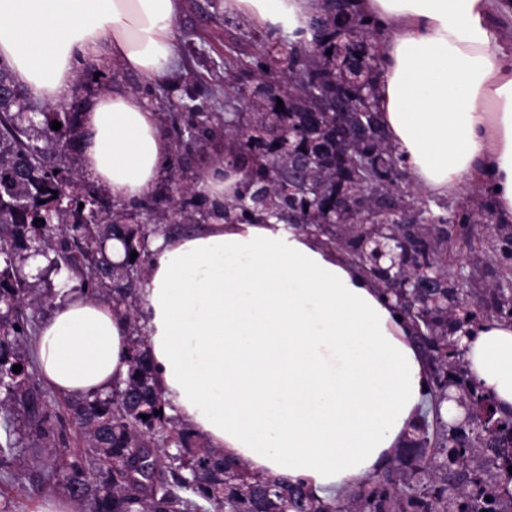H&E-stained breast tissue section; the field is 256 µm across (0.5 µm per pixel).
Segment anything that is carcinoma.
<instances>
[{"label": "carcinoma", "instance_id": "cac0c4a2", "mask_svg": "<svg viewBox=\"0 0 512 512\" xmlns=\"http://www.w3.org/2000/svg\"><path fill=\"white\" fill-rule=\"evenodd\" d=\"M318 38L306 48L300 40L288 41L283 60L270 54L267 46L257 44L254 66L240 59L224 62L229 74L224 91V110L234 111L240 103L256 118V125L269 133L278 131L283 117L292 118L307 136L319 141L317 163L309 173L311 192L292 188L291 158L276 151L256 153L243 133L224 126V156L217 159L245 168L243 191L224 201L220 217L226 222H251L263 215L293 219L301 215L309 229L316 232L323 223L325 208L344 183L371 185L376 192L389 193V185L398 174L400 156L385 140L378 121L373 127L353 135L359 127V114L378 112L380 64L375 49L366 44L378 31L376 22L360 12L353 0H325V9L313 22ZM332 54H327V51ZM284 63L279 77L288 87V103L277 107V99L254 91L241 79L248 73L257 81L274 77L276 62ZM0 418L4 438L0 440V478L12 481L16 472L34 470L37 481L59 485L76 501L79 512H346L310 496L300 480L267 482L253 476L244 464L226 459L216 451L201 446L198 435L179 427L165 412V405L155 384L147 355L146 339L131 336L130 371L123 386L110 393L74 397L67 401L69 422L74 424L85 448L75 454L61 452L66 444L67 427L52 408L50 395L35 380V365L30 346L36 329V309L42 299L28 295L16 277L13 263L17 256L54 253V262L83 274L81 287L94 297L110 299L126 307L131 330H136V307L128 301L132 283L143 274L148 251L138 248L159 231L161 224H190V210L196 196L195 186L175 179L178 198L165 211L153 215V223L136 227L124 223L117 211L105 212L99 223L89 222L84 212L94 205L95 196L81 189L75 174L57 163L60 154L76 149V139L66 132L77 121L76 112H53L46 107L39 112V135L32 138L33 124H24L22 113L31 109L12 74L0 66ZM189 123L199 135L214 133L213 115L197 105L190 107ZM61 123L58 130L52 122ZM28 174L22 177L17 167ZM67 189L59 198L54 192ZM46 199L54 202L46 217L33 210V203ZM84 207H79V204ZM485 212L464 208L452 217L431 212L424 205L419 213H430L431 226L420 230L418 242L427 243L437 232V225L456 222L469 224L494 216L491 197H486ZM409 204L397 197L386 205L372 200L364 216L367 224H397ZM39 223H34V220ZM329 241L349 248L352 260L365 267L359 242L346 235L326 232ZM122 241L126 260L112 263L105 254V242ZM137 252L131 258V252ZM498 316L512 320V293L506 288L492 289ZM416 331L429 338L426 350L431 357L449 347L459 324L449 318L448 309L429 310L426 320L415 324ZM21 365V372L12 367ZM435 399H448V385L463 395L483 399L471 383L461 362L453 367L434 369ZM22 417L29 430L35 454H20L23 438L15 435L12 418ZM500 435L490 448L472 442L469 448L450 446L455 429L436 437V444L448 446L446 458L438 469L448 464L459 466V474L474 485L470 492L448 493V478L434 474L430 493L420 494L411 479L420 471L419 461L436 449L422 436L408 440L391 469L362 485L353 498L352 512H474L471 502L490 497L488 512H512V501L505 508L495 507L500 482L488 483L478 472L469 471V463L478 457L494 462L500 475L512 466V417L499 418ZM176 448L199 449L189 455L194 472L181 462L160 453L164 444ZM127 460L123 468H109L108 458ZM406 486L395 492V482Z\"/></svg>", "mask_w": 512, "mask_h": 512}]
</instances>
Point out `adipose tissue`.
Here are the masks:
<instances>
[{
    "mask_svg": "<svg viewBox=\"0 0 512 512\" xmlns=\"http://www.w3.org/2000/svg\"><path fill=\"white\" fill-rule=\"evenodd\" d=\"M260 27L311 42L322 0H224ZM384 31L379 117L425 194L484 186L512 222V0H359ZM182 0H0V61L27 95L65 97L79 63L109 49L154 82L179 62ZM84 170L135 201L163 176L171 142L136 93L104 94L80 117ZM243 174L213 165L197 189L216 202ZM141 322L168 411L210 447L267 480L302 479L336 502L381 474L432 405L430 366L408 319L337 247L273 219L216 221L157 235ZM469 377L512 414V321L463 340ZM129 324L74 293L41 323L32 354L65 397L128 377Z\"/></svg>",
    "mask_w": 512,
    "mask_h": 512,
    "instance_id": "adipose-tissue-1",
    "label": "adipose tissue"
}]
</instances>
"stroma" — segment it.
<instances>
[{"instance_id": "stroma-1", "label": "stroma", "mask_w": 512, "mask_h": 512, "mask_svg": "<svg viewBox=\"0 0 512 512\" xmlns=\"http://www.w3.org/2000/svg\"><path fill=\"white\" fill-rule=\"evenodd\" d=\"M261 27L228 13L224 0H184L183 11L174 33L180 47L177 67L159 82L148 84L113 61L109 51H102L98 59L82 67L69 94L55 109L68 111L73 102L88 103L102 94L139 93L146 104L156 110L162 130H169L170 113L180 111L183 103L195 100L197 104L212 107L214 112L224 110L219 97L224 93V54L227 44L251 53L255 47L252 35L261 34ZM222 135H214L199 143L189 152H172L168 175L162 176L152 194L146 197L147 208L141 211L138 223H146L148 210L164 206L171 193V175L183 182H191L222 152ZM512 233V223L498 227L496 223H476L469 237L449 242L445 256L449 274H464L466 288L473 305L487 307L489 288L512 279V260L502 252V234ZM54 485L35 487L27 474H20L13 482L0 481V504L9 503L12 512H33L37 503L58 496Z\"/></svg>"}]
</instances>
